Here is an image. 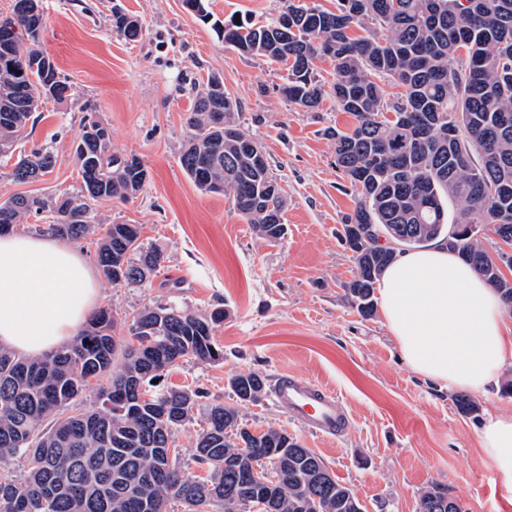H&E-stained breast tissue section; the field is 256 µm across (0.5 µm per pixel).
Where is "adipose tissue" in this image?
Wrapping results in <instances>:
<instances>
[{
  "instance_id": "1",
  "label": "adipose tissue",
  "mask_w": 512,
  "mask_h": 512,
  "mask_svg": "<svg viewBox=\"0 0 512 512\" xmlns=\"http://www.w3.org/2000/svg\"><path fill=\"white\" fill-rule=\"evenodd\" d=\"M378 298L403 360L423 379L479 394L512 363V319L496 290L446 242L398 254ZM98 299L94 271L66 241L0 236L1 346L51 353L80 333ZM479 443L512 489V415L488 416Z\"/></svg>"
}]
</instances>
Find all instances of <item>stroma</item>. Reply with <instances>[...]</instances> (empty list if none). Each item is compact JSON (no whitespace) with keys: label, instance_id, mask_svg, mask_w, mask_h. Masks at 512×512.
<instances>
[{"label":"stroma","instance_id":"35a3bbf8","mask_svg":"<svg viewBox=\"0 0 512 512\" xmlns=\"http://www.w3.org/2000/svg\"><path fill=\"white\" fill-rule=\"evenodd\" d=\"M116 3L140 20L137 40L113 30ZM42 7L41 48L72 95L35 113L19 144L26 153L49 148L52 172L20 184L10 177L11 160L0 158V201L76 192L74 143L88 113L110 128L113 151L141 159L148 172L142 190L99 203L91 219L140 225L145 248L160 249L164 259L139 286L99 280L98 305L112 309L115 332L127 344L134 341L132 317L144 307L174 303L195 315L223 309L214 330L223 360L180 361L161 381L207 396L173 435L186 471H198L195 441L207 400L217 399L238 407L250 429L286 431L315 451L363 512H416L434 486L465 512H512V492L477 437L488 415L512 414V364L496 387L471 395L476 410L464 414L454 393L406 366L381 312L363 316L345 290L356 265L341 239L342 222L358 196L336 167L327 131L351 128L353 117L329 96L315 111L288 102L280 92L285 70L225 45L182 0H42ZM212 75L223 79L237 103L236 123L262 146L284 190L287 233L278 241L261 238L232 195L201 193L180 167L187 114ZM248 371L269 384L292 372L334 389L353 415L349 432L334 442L309 433L266 394L238 406L229 381Z\"/></svg>","mask_w":512,"mask_h":512}]
</instances>
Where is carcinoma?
<instances>
[{"label": "carcinoma", "instance_id": "carcinoma-1", "mask_svg": "<svg viewBox=\"0 0 512 512\" xmlns=\"http://www.w3.org/2000/svg\"><path fill=\"white\" fill-rule=\"evenodd\" d=\"M12 14L14 35L0 38V155L13 152L33 113L72 96V86L42 49L47 20L41 0ZM112 28L129 41L138 19L112 10ZM380 29L383 34L369 33ZM224 43L277 63L288 72L281 92L315 109L325 90L314 61L335 64L330 95L353 116L351 129H335L336 167L357 191L353 213L343 220V240L357 275L348 295L361 313L374 310L373 295L395 254L378 243L388 235L399 246L420 248L440 237L512 305V281L479 243L477 228L512 230V0H336L331 11L316 0H288L264 22L232 15L220 27ZM403 88L386 98L383 79ZM237 103L224 82L211 77L197 92L186 120L179 156L182 170L204 193L232 194L235 207L270 242L286 231L284 197L271 198L276 180L259 155V143L237 127ZM82 184L54 199L15 194L0 202V225L23 216L49 215L40 231L67 239L98 233L96 258L113 286L139 285L161 266L162 253L146 250L137 224L94 226L92 206L125 201L140 192L147 170L139 157L111 152L109 128L84 117L75 146ZM47 148L19 155L12 180L28 183L50 172ZM461 209L448 223L444 201ZM124 253L125 269L112 272V253ZM224 320L172 305L146 307L131 326L140 347L118 351L112 311L100 309L72 341L43 357L18 356L0 347V512H166L171 501L185 512H248L241 500L246 469L254 458L272 465L270 488L277 512H363L353 492L311 449L269 428L253 434L238 424V411L207 405V427L194 458L207 476L183 468L169 455L175 431L190 421L198 391L169 388L136 402L133 385H152L177 361L192 356L218 361L223 350L213 331ZM120 366H114L116 356ZM107 380L99 404L77 401L91 381ZM230 387L243 406L265 393L259 374H235ZM68 407L72 414L43 423ZM24 457L22 477L10 466ZM418 512H443L441 493L425 491Z\"/></svg>", "mask_w": 512, "mask_h": 512}]
</instances>
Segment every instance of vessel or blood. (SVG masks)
<instances>
[{
  "mask_svg": "<svg viewBox=\"0 0 512 512\" xmlns=\"http://www.w3.org/2000/svg\"><path fill=\"white\" fill-rule=\"evenodd\" d=\"M271 399L291 420L312 433L337 439L351 425V417L337 394L305 376L279 377Z\"/></svg>",
  "mask_w": 512,
  "mask_h": 512,
  "instance_id": "vessel-or-blood-1",
  "label": "vessel or blood"
}]
</instances>
